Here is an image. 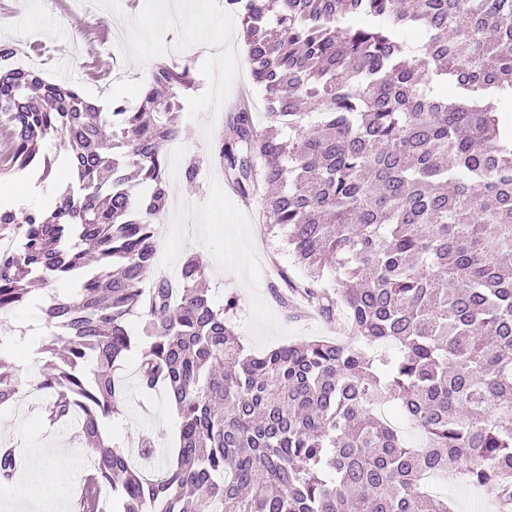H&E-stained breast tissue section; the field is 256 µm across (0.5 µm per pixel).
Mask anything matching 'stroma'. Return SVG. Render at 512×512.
<instances>
[{
	"mask_svg": "<svg viewBox=\"0 0 512 512\" xmlns=\"http://www.w3.org/2000/svg\"><path fill=\"white\" fill-rule=\"evenodd\" d=\"M143 17L150 18L149 26H140ZM239 32V20L224 0H0V44L24 47L42 78L74 85L98 104L117 98L137 107L155 65L191 67L196 86L183 100L178 143L167 150L169 196L165 220L156 227V267L176 273L184 257L199 256L210 299L221 307L227 298H236L227 318L250 350L262 352L333 338L340 331L317 316L291 314L272 293L268 268L280 267L293 278L302 270L294 265L283 232L262 224L259 202L248 204L229 193L219 173L193 187L185 182L189 160H209L218 147L217 132L229 120L226 98L247 92L255 120L263 118V99L251 81ZM214 43L223 44V55L209 54ZM40 152L52 162L48 178L0 172V186L21 196L28 210L42 209L73 180L61 140L43 141ZM76 287L72 279L52 281L31 301L0 313V330L9 333L7 365L27 391L23 401L0 407V448L15 449L25 461L13 482L0 485V512H58L62 507L78 512L93 453L76 424L42 423L39 407L48 393L38 387L52 361L43 350L51 331L42 307ZM138 360L134 353L116 366L125 399L106 424L110 440L134 459L143 436H159L153 459L144 463L153 469L175 457L180 419L163 388L141 392ZM39 483L54 490L45 503L16 496V487Z\"/></svg>",
	"mask_w": 512,
	"mask_h": 512,
	"instance_id": "1",
	"label": "stroma"
}]
</instances>
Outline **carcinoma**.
<instances>
[{
  "mask_svg": "<svg viewBox=\"0 0 512 512\" xmlns=\"http://www.w3.org/2000/svg\"><path fill=\"white\" fill-rule=\"evenodd\" d=\"M238 15L265 126L237 110L219 158L262 201L304 267L283 304L342 319L361 347L315 338L246 348L199 287L204 265L157 278L164 147L178 134L188 65L154 68L137 109H103L67 84L5 64L0 168L23 170L59 136L74 180L51 211L0 207V311L36 281L79 278L46 307L56 357L43 421H74L94 452L87 484L121 512H456L438 476L512 512V0H225ZM452 89L453 97L442 93ZM150 186L131 194L130 171ZM78 238L85 247L68 248ZM143 311L140 386L181 417L176 461L136 470L104 443L114 368ZM65 342L57 352L56 342ZM391 343L388 354L369 347ZM94 364L93 378L85 376ZM18 379L0 371V405ZM416 428L406 443L379 410ZM18 470L0 449V480Z\"/></svg>",
  "mask_w": 512,
  "mask_h": 512,
  "instance_id": "1",
  "label": "carcinoma"
}]
</instances>
